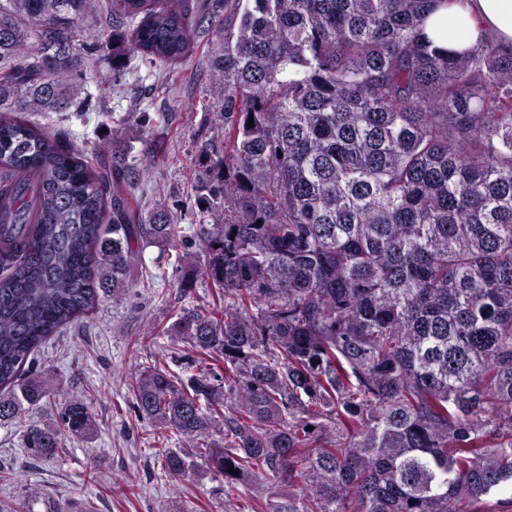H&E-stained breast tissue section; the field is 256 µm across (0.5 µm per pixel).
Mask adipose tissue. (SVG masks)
I'll list each match as a JSON object with an SVG mask.
<instances>
[{
	"mask_svg": "<svg viewBox=\"0 0 512 512\" xmlns=\"http://www.w3.org/2000/svg\"><path fill=\"white\" fill-rule=\"evenodd\" d=\"M432 45L461 51L481 34H493L503 52H512V0H441L424 23Z\"/></svg>",
	"mask_w": 512,
	"mask_h": 512,
	"instance_id": "adipose-tissue-1",
	"label": "adipose tissue"
}]
</instances>
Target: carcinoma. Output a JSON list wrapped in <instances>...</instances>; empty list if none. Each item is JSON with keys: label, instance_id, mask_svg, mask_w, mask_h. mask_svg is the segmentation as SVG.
I'll use <instances>...</instances> for the list:
<instances>
[{"label": "carcinoma", "instance_id": "1", "mask_svg": "<svg viewBox=\"0 0 512 512\" xmlns=\"http://www.w3.org/2000/svg\"><path fill=\"white\" fill-rule=\"evenodd\" d=\"M98 2L0 0V423L58 392L26 370L41 344L122 298L144 245L176 244L178 287L211 288L164 330L198 373L129 388L183 441L158 450L170 480L204 465L276 495L241 512H512V54L432 46L443 0H106L89 44ZM210 30L224 153L203 150L209 220L184 241L131 202L154 160L90 156L31 115L103 111L74 81L89 55L117 79ZM93 430L72 397L24 450ZM0 512L62 510L30 489ZM81 31L83 36L80 39L88 42L101 41L112 32V21L101 13L97 18H87L81 26Z\"/></svg>", "mask_w": 512, "mask_h": 512}]
</instances>
